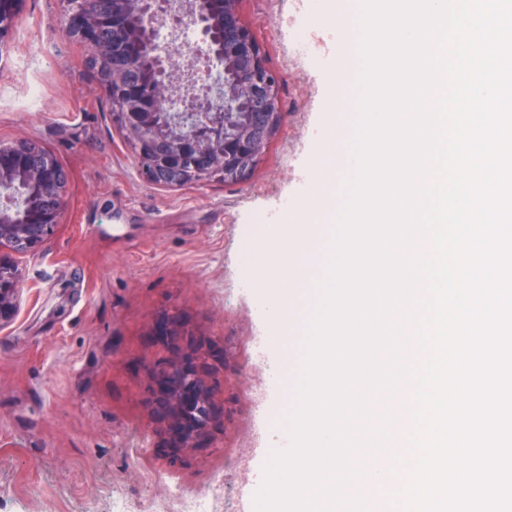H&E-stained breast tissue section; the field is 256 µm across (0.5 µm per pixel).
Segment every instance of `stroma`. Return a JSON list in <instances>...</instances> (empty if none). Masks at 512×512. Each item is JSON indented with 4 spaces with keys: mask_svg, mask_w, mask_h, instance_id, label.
Listing matches in <instances>:
<instances>
[{
    "mask_svg": "<svg viewBox=\"0 0 512 512\" xmlns=\"http://www.w3.org/2000/svg\"><path fill=\"white\" fill-rule=\"evenodd\" d=\"M295 0H241L282 79V122L254 174L235 185L146 184L89 71L90 49L62 32L59 0H24L0 46V140H31L68 175L55 235L15 253L21 297L0 325V512H183L194 497L237 512L240 491L287 430L293 396L251 270L257 220L312 203L303 172L333 121L331 56L297 48ZM177 307L214 346L234 340L237 424L182 464L141 401L155 313Z\"/></svg>",
    "mask_w": 512,
    "mask_h": 512,
    "instance_id": "stroma-1",
    "label": "stroma"
}]
</instances>
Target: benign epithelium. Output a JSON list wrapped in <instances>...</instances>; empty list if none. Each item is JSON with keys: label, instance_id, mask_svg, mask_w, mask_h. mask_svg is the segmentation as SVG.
Masks as SVG:
<instances>
[{"label": "benign epithelium", "instance_id": "1", "mask_svg": "<svg viewBox=\"0 0 512 512\" xmlns=\"http://www.w3.org/2000/svg\"><path fill=\"white\" fill-rule=\"evenodd\" d=\"M23 0H0V45L12 34ZM241 0H114L94 9H71L60 0L62 30L87 44L103 68L109 96L122 106L124 136L137 145L142 178L174 189L203 186L215 168L232 157L236 136L224 126V114L251 103L269 114L275 131L282 112V81L266 61L263 47L240 14ZM173 15L171 30L184 19L197 29L208 64L220 68L214 83L192 68L170 77V58L152 50L163 12ZM143 66L145 84L125 81V71ZM50 185L52 203L31 205L28 187ZM67 176L59 164L43 158L32 165L27 144H0V247L20 241L37 251L60 224L66 206ZM20 280L11 260L0 255V324L17 309ZM160 351L141 370L144 401L161 427L171 456L180 460L209 447L236 423L238 395L229 391L239 371L231 337L214 350L188 326L174 307L156 315Z\"/></svg>", "mask_w": 512, "mask_h": 512}]
</instances>
